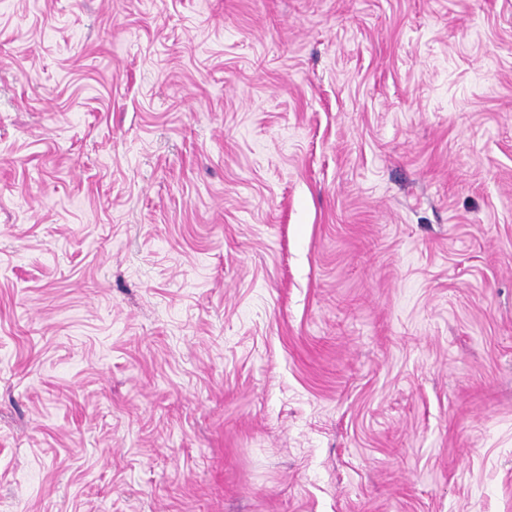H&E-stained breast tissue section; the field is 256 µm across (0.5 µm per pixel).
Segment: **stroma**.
Returning a JSON list of instances; mask_svg holds the SVG:
<instances>
[{
    "label": "stroma",
    "instance_id": "35a3bbf8",
    "mask_svg": "<svg viewBox=\"0 0 512 512\" xmlns=\"http://www.w3.org/2000/svg\"><path fill=\"white\" fill-rule=\"evenodd\" d=\"M0 512H512V0H0Z\"/></svg>",
    "mask_w": 512,
    "mask_h": 512
}]
</instances>
